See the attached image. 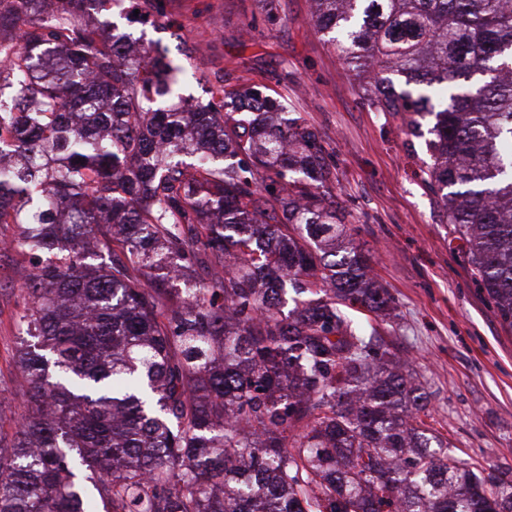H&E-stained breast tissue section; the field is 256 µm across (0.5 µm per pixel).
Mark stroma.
Masks as SVG:
<instances>
[{"mask_svg":"<svg viewBox=\"0 0 512 512\" xmlns=\"http://www.w3.org/2000/svg\"><path fill=\"white\" fill-rule=\"evenodd\" d=\"M144 44L191 46L182 66L229 86L257 87L300 113L332 154V192L346 231L371 258L396 307L382 325L430 397V423L457 457L512 470V328L472 280L466 247L425 184L424 138L376 111L310 17V0H158L151 22L130 24ZM30 257L0 252V429L22 409L13 354L18 286Z\"/></svg>","mask_w":512,"mask_h":512,"instance_id":"35a3bbf8","label":"stroma"}]
</instances>
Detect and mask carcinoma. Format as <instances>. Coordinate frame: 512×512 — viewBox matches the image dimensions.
I'll return each mask as SVG.
<instances>
[{
	"mask_svg": "<svg viewBox=\"0 0 512 512\" xmlns=\"http://www.w3.org/2000/svg\"><path fill=\"white\" fill-rule=\"evenodd\" d=\"M85 1L117 2L0 0V224L38 258L0 512H512L358 319L390 299L316 131L255 88L184 94ZM312 3L376 111L434 116L423 180L511 328L512 0Z\"/></svg>",
	"mask_w": 512,
	"mask_h": 512,
	"instance_id": "carcinoma-1",
	"label": "carcinoma"
}]
</instances>
